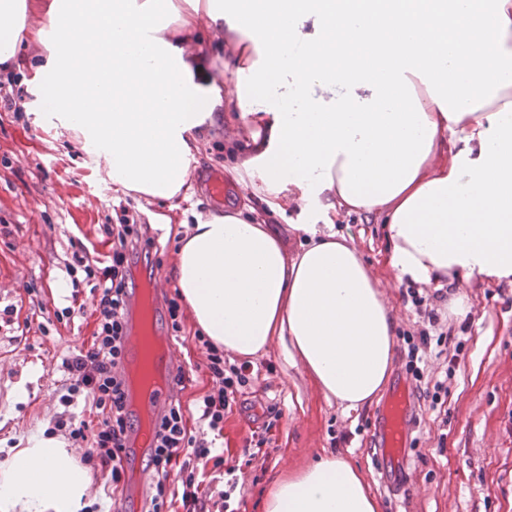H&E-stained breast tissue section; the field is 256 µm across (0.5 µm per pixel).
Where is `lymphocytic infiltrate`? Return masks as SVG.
<instances>
[{"label": "lymphocytic infiltrate", "instance_id": "lymphocytic-infiltrate-1", "mask_svg": "<svg viewBox=\"0 0 512 512\" xmlns=\"http://www.w3.org/2000/svg\"><path fill=\"white\" fill-rule=\"evenodd\" d=\"M105 232L112 239V252L106 260L91 261L88 255H75L66 271L74 275L84 272L95 277L99 293L96 309L97 329L89 348L78 350L63 359L66 375L64 403L83 397L91 400L100 417L98 425L70 419L56 420L55 429L68 430L71 438L91 441L97 453L90 460L91 468L107 471L112 496H119L125 480L124 460L126 433L131 426L128 411L126 380L121 371L124 336L127 327V290L133 282L132 261L149 253L155 243L147 224L131 223L120 216L118 223L108 224ZM448 296L447 288L434 289L429 296L413 295L415 306L423 307L425 325L407 333L406 370L420 377L424 354L432 344H449L452 328L442 319L440 302ZM204 367L213 387L194 399L191 414H184L179 403H172L154 426L150 464L153 480L146 512H210L211 500L221 502L222 512H229L231 496L237 488L236 479H228L225 488L211 490L197 474L208 463L222 465L223 452L217 439L224 431V419L232 413L239 387L244 386L253 368L250 361L226 364L223 350L206 344Z\"/></svg>", "mask_w": 512, "mask_h": 512}]
</instances>
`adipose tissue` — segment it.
Returning <instances> with one entry per match:
<instances>
[{"label": "adipose tissue", "mask_w": 512, "mask_h": 512, "mask_svg": "<svg viewBox=\"0 0 512 512\" xmlns=\"http://www.w3.org/2000/svg\"><path fill=\"white\" fill-rule=\"evenodd\" d=\"M488 38L473 48L464 31ZM365 40H355V32ZM238 52L225 87L212 35ZM35 121L78 135L118 189L179 199L203 126L234 112L250 136L224 166L263 202L196 215L175 278L226 356L278 341L344 414L379 401L395 323L337 203L379 214L398 280L512 283V0H0V67L27 69ZM447 165L438 167V156ZM311 208L288 254L267 222L284 197ZM89 471L55 437L0 461V512H85ZM264 512H379L358 468L327 454L274 480Z\"/></svg>", "instance_id": "ef3b65f1"}]
</instances>
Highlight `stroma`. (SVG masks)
<instances>
[{"label": "stroma", "instance_id": "1", "mask_svg": "<svg viewBox=\"0 0 512 512\" xmlns=\"http://www.w3.org/2000/svg\"><path fill=\"white\" fill-rule=\"evenodd\" d=\"M19 110L0 104V460L9 449L26 447L58 418L94 419L90 405L61 402L64 356L90 343L99 296L89 284L73 295L55 297L64 279L74 242L93 260L111 251L103 225L126 207L130 219L155 224L167 215L171 230L155 240L151 257L160 284L174 295L172 270L182 224L210 213L209 198L191 188L176 208L114 190L104 172L94 170L73 134L44 130L22 111L30 96L22 75L0 70ZM238 122L205 128L192 171H223L232 142H244ZM337 230L362 255L392 309L397 332L413 331L419 319L402 299L408 282L398 281L378 215L352 210L337 213ZM470 304L466 319H454L464 343V361L446 376L444 360H429L421 385L446 380L443 412L416 407L412 381L403 379L404 361L394 363L382 399L343 414L326 400L308 375L287 367L278 344L253 357L256 369L241 387L237 406L224 421V465L238 480L234 499L240 512H262L261 504L280 474L310 465L333 453L358 466L380 503V512H512V285L471 280L460 283ZM78 302L83 313L56 317V310ZM418 413V427L403 425L400 447L389 453L374 446L375 433L388 430L390 412ZM269 434L270 453H251L250 434ZM405 460L409 481L404 492L390 489L382 476L390 460Z\"/></svg>", "mask_w": 512, "mask_h": 512}]
</instances>
